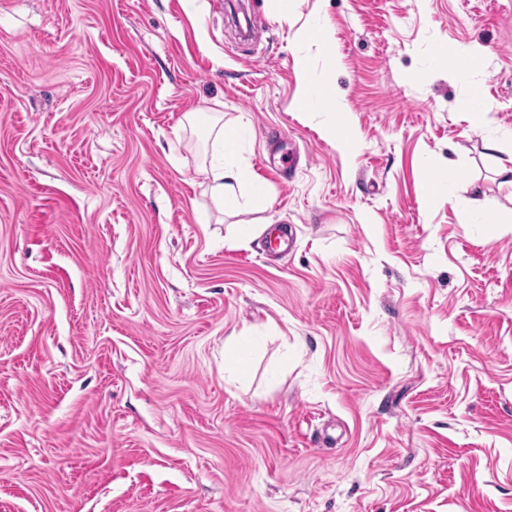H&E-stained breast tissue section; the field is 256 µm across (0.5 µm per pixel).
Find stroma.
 <instances>
[{
  "label": "stroma",
  "instance_id": "35a3bbf8",
  "mask_svg": "<svg viewBox=\"0 0 512 512\" xmlns=\"http://www.w3.org/2000/svg\"><path fill=\"white\" fill-rule=\"evenodd\" d=\"M198 6L0 0V512H512V0H300L326 49ZM213 112L266 211L211 199ZM426 162L492 223L426 207ZM479 64L480 57L474 49L441 45L432 60V69H448L456 80L467 84ZM294 62L300 80L297 109L306 115L319 112L325 114L327 120L320 129L321 136L349 151H355L358 148L357 135L346 118V111L334 86L330 81L314 82L303 57L296 56ZM460 109L476 125L484 124L488 113L491 111L484 100L481 87L478 84L471 85L470 94L468 98L461 102Z\"/></svg>",
  "mask_w": 512,
  "mask_h": 512
}]
</instances>
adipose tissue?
Segmentation results:
<instances>
[{
    "label": "adipose tissue",
    "mask_w": 512,
    "mask_h": 512,
    "mask_svg": "<svg viewBox=\"0 0 512 512\" xmlns=\"http://www.w3.org/2000/svg\"><path fill=\"white\" fill-rule=\"evenodd\" d=\"M294 62L300 80L296 98L298 110L308 115L325 114L326 120L320 129L322 137L347 150H356V132L349 124L344 106L331 82L313 81L303 57H295ZM479 63L476 51L463 45L439 47L432 60L433 68L448 70L456 80L470 83V94L461 102L460 109L477 125L484 124L489 113L480 86L470 82ZM210 132L216 147L203 168V174L212 200L219 205L236 201L241 209L249 211L268 209L271 204L269 192L265 186L250 179L247 163L238 147V128L225 123L223 113L219 112L215 115Z\"/></svg>",
    "instance_id": "adipose-tissue-1"
}]
</instances>
